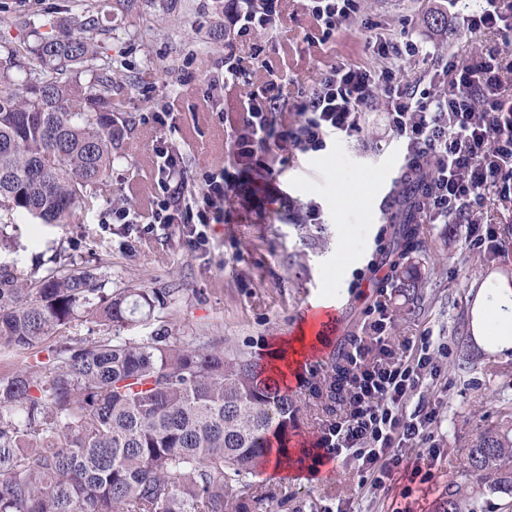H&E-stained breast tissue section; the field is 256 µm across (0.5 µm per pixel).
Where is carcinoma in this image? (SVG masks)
Instances as JSON below:
<instances>
[{
	"label": "carcinoma",
	"mask_w": 512,
	"mask_h": 512,
	"mask_svg": "<svg viewBox=\"0 0 512 512\" xmlns=\"http://www.w3.org/2000/svg\"><path fill=\"white\" fill-rule=\"evenodd\" d=\"M76 32L4 50L0 71V246L20 216L64 224L94 204L135 118L100 55L97 0H71ZM87 73L83 83L77 76ZM406 214L393 250L415 241ZM178 288L112 287V273L61 254L49 266L0 263V354L31 350L80 317L95 338L47 347L48 372L0 375V512H250L276 498L255 478L296 400L226 340L181 344L161 327L121 329L170 308ZM477 483L512 495V428L470 451ZM438 512H477L452 483Z\"/></svg>",
	"instance_id": "1"
}]
</instances>
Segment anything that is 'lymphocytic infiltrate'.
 Listing matches in <instances>:
<instances>
[{
    "label": "lymphocytic infiltrate",
    "mask_w": 512,
    "mask_h": 512,
    "mask_svg": "<svg viewBox=\"0 0 512 512\" xmlns=\"http://www.w3.org/2000/svg\"><path fill=\"white\" fill-rule=\"evenodd\" d=\"M359 9V0H310L309 14L325 42ZM453 24L477 42V49L437 57L426 74L412 81L399 79L397 72L419 54V44L399 43L378 32L367 40L382 61L377 70L336 63L310 90L294 93L286 78L266 66L267 81L243 102L231 140L234 164L263 165L274 147L323 150L328 134L350 138L358 133L362 113L378 102L409 154L429 162L418 204L422 221L467 225L470 250L494 248L497 229L483 223L480 212L490 189L505 209H512V0H475ZM289 113L295 114L294 122L286 121ZM150 118L163 131L153 144L154 201L144 211L115 202L106 214L113 223L131 227L195 224L199 230L191 247L206 245L204 227L227 217L225 204L236 189V175L219 163L201 179L189 178L184 156L170 137L176 128L173 109L161 108ZM365 314L361 334L351 337L335 376L324 383L331 415L316 445L330 458L354 462L363 490L386 487L407 460L414 463L410 484L432 481L433 472L421 463L439 451V412L414 403L413 396L439 376L436 340L425 332L396 352L388 336L387 302L375 300Z\"/></svg>",
    "instance_id": "obj_1"
}]
</instances>
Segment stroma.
Segmentation results:
<instances>
[{
    "instance_id": "obj_1",
    "label": "stroma",
    "mask_w": 512,
    "mask_h": 512,
    "mask_svg": "<svg viewBox=\"0 0 512 512\" xmlns=\"http://www.w3.org/2000/svg\"><path fill=\"white\" fill-rule=\"evenodd\" d=\"M438 5V0H361L359 13L329 42L311 47L304 40L311 30L306 0H281L282 28L247 37L239 53L254 84L267 78L259 60L250 57L256 47L262 51L260 60L270 61L296 85L308 86L336 62L374 65L367 50L372 23L392 39L423 44L424 54L405 63L409 74L417 76L429 68L430 51L445 53L464 44L456 31L432 35L426 21ZM69 6L70 0H0V44L27 40L33 19L66 26ZM102 24L100 51L111 58L112 79L124 87V107L137 118L126 157L104 186L102 199L77 210L71 223L43 225L21 218L9 226L12 245L0 251V262L28 267L39 256L65 251L106 263L121 287L180 288L178 301L162 319L134 323L128 335L144 336L164 325L173 341L223 336L256 357L268 355L278 340L292 335L312 299L327 297L339 303L342 316L341 329L330 333L318 355L328 362L359 333L364 311L382 284L372 266L388 253L393 237L390 202L401 192L402 141L387 129L382 113H365L357 137L336 136L324 150L306 154L275 150L266 168L240 173L237 211L230 223L210 225L207 246L190 249L188 229L175 226L142 237L128 234L126 225L106 224L102 218L109 201L121 196L144 209L152 203L155 132L145 124V115L173 103L179 115L174 137L198 176L214 161L228 160L231 126L239 119V101L248 87H226L217 113L203 98V82L224 55L213 38L228 24L226 16L215 14L212 0H170L166 11L144 6L133 14L103 15ZM270 167L280 171L279 179L270 180ZM285 197L294 200L295 210L282 207ZM310 204L320 207L322 224L298 223L296 209ZM486 212L501 234L498 252L469 250L465 225L423 224L415 248L400 260L397 278L384 283L394 348L427 329L448 348L440 359L438 386L416 393L441 406L436 483L414 484L412 495L404 498L397 486L360 494L350 462H337L333 476L318 484L265 473L261 483L288 496L285 505L270 503V512H320L322 506L357 494L363 497L364 512H436L446 484L470 491L471 448L480 434L512 419V354L484 350L471 330L479 288L492 287L497 273L512 279V213L492 198ZM409 270L420 285L416 299L399 286V275ZM463 361L469 364L464 372L458 368ZM313 381L310 369H303L292 389L301 398L296 437L310 445L327 416L311 395Z\"/></svg>"
}]
</instances>
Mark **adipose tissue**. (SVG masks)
<instances>
[{"mask_svg": "<svg viewBox=\"0 0 512 512\" xmlns=\"http://www.w3.org/2000/svg\"><path fill=\"white\" fill-rule=\"evenodd\" d=\"M498 321L496 334H489L488 317ZM472 333L476 343L484 349L498 353L512 352V284L501 281L496 287L483 288L477 293L472 306ZM328 336L325 331L308 327L300 323L295 336L286 344L277 345L271 357L283 362L279 370L281 381H293L298 378L304 359L309 353L320 350ZM335 467L334 462L316 448H296L291 458L275 454L268 465L272 476L288 475L295 481L319 483L329 479Z\"/></svg>", "mask_w": 512, "mask_h": 512, "instance_id": "ef3b65f1", "label": "adipose tissue"}]
</instances>
